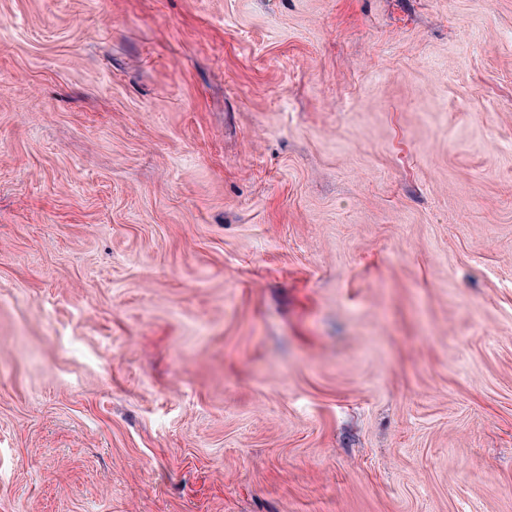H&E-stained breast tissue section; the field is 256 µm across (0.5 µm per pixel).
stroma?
Returning a JSON list of instances; mask_svg holds the SVG:
<instances>
[{
    "label": "stroma",
    "instance_id": "stroma-1",
    "mask_svg": "<svg viewBox=\"0 0 512 512\" xmlns=\"http://www.w3.org/2000/svg\"><path fill=\"white\" fill-rule=\"evenodd\" d=\"M0 512H512V0H0Z\"/></svg>",
    "mask_w": 512,
    "mask_h": 512
}]
</instances>
